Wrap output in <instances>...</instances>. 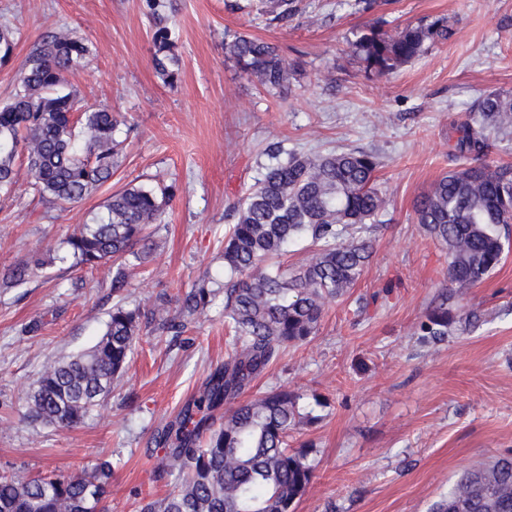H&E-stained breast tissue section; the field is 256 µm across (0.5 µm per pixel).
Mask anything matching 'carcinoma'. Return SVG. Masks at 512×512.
I'll return each instance as SVG.
<instances>
[{"label":"carcinoma","instance_id":"1","mask_svg":"<svg viewBox=\"0 0 512 512\" xmlns=\"http://www.w3.org/2000/svg\"><path fill=\"white\" fill-rule=\"evenodd\" d=\"M453 35L445 17L394 30L376 22L357 37L353 53L366 75L386 78ZM153 39L154 68L172 84V29L157 28ZM13 46V30L1 25L0 60ZM226 50L265 88L289 89L290 71L275 45L239 35ZM89 55L83 39L57 31L26 56L9 101L0 105V194L13 191L19 161L34 189L55 203L81 202L112 177L123 153L119 116L83 103L65 78ZM510 127L512 92L479 95L454 127V153L466 163L434 181L416 203L417 223L447 252L452 284L438 293L419 326L423 343L448 337L462 290L483 282L503 259L512 226V168L494 166L488 157L495 135ZM271 159L234 205V223L224 233L227 358L181 412L177 428L159 436L167 447L159 474L173 478V487L142 512H293L312 482L311 448L288 447L290 432L318 420L302 413L303 395L280 387L247 402L238 396L282 349L315 335L326 303L354 287L372 257L371 234L389 199L376 185L378 161L369 151L285 153L274 147ZM173 195L169 187L145 186L112 194L103 216L66 238L73 266L94 270L111 260L113 291L125 288L134 269L129 257L153 248L149 229L164 221ZM304 240L314 247L305 264L291 269L276 262ZM31 273V263L22 261L0 283L11 288ZM215 297L201 286L175 309L164 301L146 312L113 306L90 348L44 364L28 391L25 418L64 428L102 416V403L142 332L178 336ZM221 406L224 416L202 436L206 418L196 415ZM112 473V461L102 458L71 475L36 477L14 468L0 473V512H106ZM434 512H512V453L463 469Z\"/></svg>","mask_w":512,"mask_h":512}]
</instances>
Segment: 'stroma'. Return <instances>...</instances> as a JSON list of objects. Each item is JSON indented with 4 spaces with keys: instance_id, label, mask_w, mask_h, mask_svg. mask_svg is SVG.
Masks as SVG:
<instances>
[{
    "instance_id": "obj_1",
    "label": "stroma",
    "mask_w": 512,
    "mask_h": 512,
    "mask_svg": "<svg viewBox=\"0 0 512 512\" xmlns=\"http://www.w3.org/2000/svg\"><path fill=\"white\" fill-rule=\"evenodd\" d=\"M0 0V25L15 44L0 62V103L31 47L67 29L90 47L87 65L67 74L90 104L111 106L122 123L123 158L84 201L59 207L20 171L0 196V274L22 260L63 252L112 193L130 185L173 187L157 248L127 288L112 290V267L55 262L15 288H0V471L69 474L110 459L107 512H140L164 498L158 431L223 366L224 301L188 322L179 337L141 335L103 416L72 428L23 420L26 392L43 364L91 347L114 305L185 296L201 282L221 288L224 229L234 204L270 162L268 150L376 152L379 187L390 205L373 232L374 254L349 295L332 300L320 329L246 387L250 400L283 386L317 396L319 420L294 433L317 467L295 512H432L459 471L512 450V253L463 294L482 326L434 347L417 341L436 293L448 287L447 259L417 223L414 203L453 169L454 122L487 90L512 91V0H295L290 20L260 0ZM447 18L452 40L383 79L368 77L352 51L374 21L387 27ZM175 33L179 79L153 68L159 19ZM275 44L294 71L278 94L227 57L237 35ZM391 294H384L385 284ZM365 313H357L358 304Z\"/></svg>"
}]
</instances>
